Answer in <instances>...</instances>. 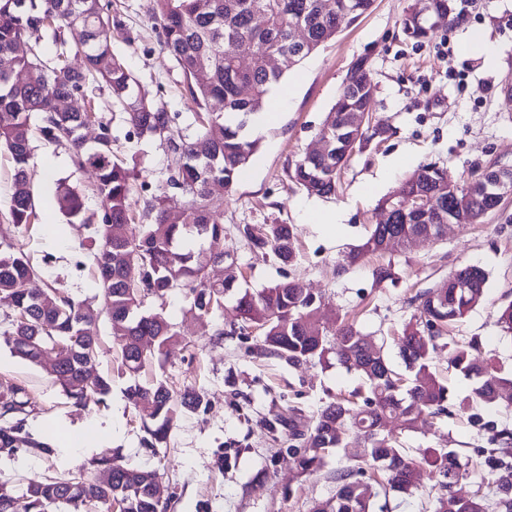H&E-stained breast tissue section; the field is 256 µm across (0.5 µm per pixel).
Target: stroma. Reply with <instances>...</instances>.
<instances>
[{"instance_id":"1","label":"stroma","mask_w":512,"mask_h":512,"mask_svg":"<svg viewBox=\"0 0 512 512\" xmlns=\"http://www.w3.org/2000/svg\"><path fill=\"white\" fill-rule=\"evenodd\" d=\"M420 0H375L369 12L319 47L282 80L287 106L259 136L260 147L224 196V249L234 260L238 281L259 290L292 278L320 297L322 322L333 327L339 317L354 320L363 335L377 339L399 335L414 312L409 300L465 264L488 273L487 298L448 334L462 340L480 337L486 355L512 365V336L499 324L501 305L512 301V195L479 223L449 225L443 241L413 244L389 255H370L337 272L336 266L362 245L372 225L380 223L381 200L419 166L434 163L457 184L469 182L487 167L512 168V0H457V24L440 22L422 41L408 39L401 20ZM152 0H112V17L120 25L112 44L138 81L146 99L178 113L174 132L195 130L197 103L189 96L175 60L161 46V30L152 20ZM492 57H485L484 46ZM365 61L375 84L373 121L381 129L355 149L340 173L335 197L307 195L286 175L288 166L316 144L327 113L356 61ZM100 111L112 120V154L135 164L137 178L130 198L141 211L143 196L166 192L171 210L185 200L165 187L167 154L160 141L140 137L112 115L108 89L98 90ZM31 188L38 219L29 230L16 229L9 215L14 162L0 150V231L19 240L40 272L37 288H57L94 308L104 297L88 258L89 225L98 223L100 203L91 190L94 175L79 167L61 146L34 141ZM63 183L83 200L79 217L60 211L54 183ZM338 210L341 224L307 221V211ZM246 224H291L298 260L277 263L253 249L241 236ZM392 264L393 279L375 283L372 271ZM189 303L172 294L162 304L181 340L155 359L145 376L167 382L176 393L196 391L209 401L207 411H181L166 444L143 445L145 431L126 389L135 378L120 367L107 321H99L95 369L111 377L105 404L77 406L56 385L47 367L13 354L0 338V383L24 387L31 403L24 414L36 439L56 440L65 430L77 445H58L52 457L26 452L0 454V483L22 487L48 476L84 469L94 476L93 460L120 452L125 463L156 471L162 497L174 512H309L313 501L329 497L333 485L324 475L297 478L289 461L287 421L302 408L303 427H311L316 410L336 396L362 388L355 373L334 365L291 366L258 356L260 330L248 335H217L219 327L238 320L233 297L223 309L204 317L188 312ZM280 416L281 441L271 444L266 420ZM410 458L421 460L426 448L471 452L480 445L467 417L425 420L403 436Z\"/></svg>"}]
</instances>
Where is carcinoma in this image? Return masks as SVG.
<instances>
[{
  "instance_id": "carcinoma-1",
  "label": "carcinoma",
  "mask_w": 512,
  "mask_h": 512,
  "mask_svg": "<svg viewBox=\"0 0 512 512\" xmlns=\"http://www.w3.org/2000/svg\"><path fill=\"white\" fill-rule=\"evenodd\" d=\"M426 10L419 20L404 16L407 37L428 38L434 18L454 20L452 0H426ZM152 19L160 26L163 47L182 71L192 98L224 101L222 112L196 113L200 128L189 138L171 134L178 114L138 98L136 78L112 51V16L100 0H0V147L14 161L9 209L14 226L27 229L36 218L29 187L31 142L38 138L65 146L78 164L94 170L101 217L90 228V259L106 300L102 312L129 373L141 372L178 341V333L163 314L142 310L145 301L183 293L190 311L201 316L221 308L224 295L233 291L241 317L239 334L253 327L261 331L258 354L285 358L293 365L336 363L362 376L368 388L361 402H331L317 411L310 431L288 434L293 441L290 459L301 477L321 472L325 459L335 451L348 453L352 460L328 473L336 484L335 493L313 502L309 512H375L384 509L377 505L380 497L413 493L420 486V473L391 428L412 432L425 416L461 414L487 437V446L473 449L486 491L461 493L460 486L471 474L470 456L457 448H426L423 459L436 478L432 512H512V428L496 419L500 408H512V371L482 356L478 336L448 342L449 366L473 381L470 394L455 395L432 370V354L448 326L485 300L488 276L483 268L460 266L411 300L416 314L398 337L407 378L391 368L385 343L366 341L354 323L343 320L332 334L324 332L319 324L320 300L300 282L287 279L253 291L237 286L234 275L220 282L208 277L209 267L231 258L224 251L221 192L233 189L259 144L245 133L243 121L263 108L266 96L284 76L268 71L264 58L271 52L303 60L336 37V14L324 12L322 0H208L205 9L199 8L198 0H153ZM49 30L54 41L65 46L51 64L44 61L40 47L42 33ZM64 30L70 34L68 41L61 38ZM20 43L27 45L22 54L15 52ZM71 55L81 59V67L69 65ZM201 72L206 74L203 81L198 80ZM98 81L106 85L127 125L164 145L166 184L187 198L180 220L170 219L162 192L144 200L148 223H135L128 203L135 174L112 159V125L98 113L74 106L78 100H94ZM243 87L249 89L246 97L240 94ZM373 91L369 69L360 60L348 71L319 131L324 153L303 157L288 172L308 194L324 198L336 194L338 172L367 133L349 127L347 119L353 112L372 109ZM91 124L97 126V136L89 148L84 128ZM444 177L440 168L433 170L430 182H416L408 175L404 183L410 192L426 198V213L398 212L394 223L375 225L345 263L353 264L369 253L393 252L429 227L443 238L444 231L433 221L448 214L451 206L448 194L434 193ZM58 203L70 217L83 209L81 196L70 189L58 191ZM188 224L209 241L208 249L181 246ZM240 233L284 266L297 260L289 224H246ZM36 279L38 271L23 245L1 240L0 299L9 301L14 312L6 344L33 364L40 363L43 350H55L57 364L51 375L64 394L76 405L92 397L106 403L112 380L84 375L85 364L96 358L94 326L102 312L53 288H33ZM459 281L466 287H456ZM127 394L143 420L149 448L167 441L177 407L209 408L206 397L195 391L175 402L163 381L136 383ZM28 404L24 388L0 384V418H11L0 426V453L23 450L51 456L55 453L51 442L30 437L20 418ZM94 465L99 471L94 480L80 469L64 479L31 481L19 490L9 486L8 495L0 494V512H48L58 504L76 510L101 504L106 512L115 507L118 512L173 508L171 501L157 497L156 472L128 467L117 454Z\"/></svg>"
}]
</instances>
